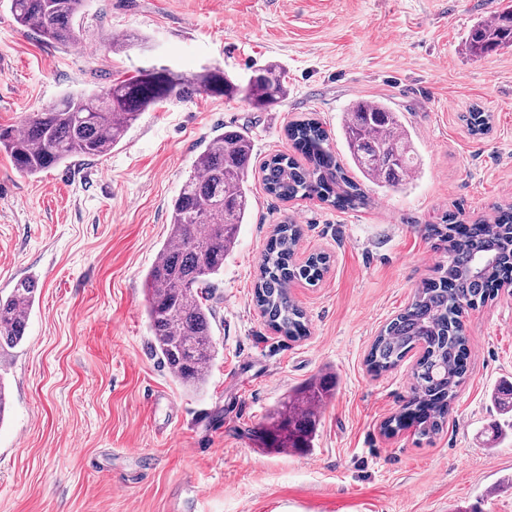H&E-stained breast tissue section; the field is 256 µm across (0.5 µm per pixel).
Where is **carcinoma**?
Segmentation results:
<instances>
[{
    "label": "carcinoma",
    "mask_w": 512,
    "mask_h": 512,
    "mask_svg": "<svg viewBox=\"0 0 512 512\" xmlns=\"http://www.w3.org/2000/svg\"><path fill=\"white\" fill-rule=\"evenodd\" d=\"M8 2L17 24L47 44L75 47L89 32L84 24L86 0ZM509 46L512 11L474 25L464 44L476 55ZM201 94L229 100L241 96L267 110L283 101L287 87L277 64L254 70L244 85L216 65L190 78L166 65H153L98 91L68 93L28 115L18 127L0 125V151L9 155L19 173L33 176L73 157L106 155L140 113ZM487 120L484 112L473 110L467 118L470 131L484 134ZM341 133L351 164L368 183L396 187L417 176L419 159L401 116L384 102H357L346 113ZM287 136L306 164L284 154L264 161L262 184L268 194L284 201L316 196L342 210L368 206L367 191L348 176L319 121H297L288 126ZM252 152L251 139L237 129H226L209 142L174 200L169 235L145 275L151 347L173 377L191 389L204 385L217 356L209 288L224 271V259L233 251L250 210ZM456 222L458 215L453 214L448 223L430 228L448 243V266L439 278L418 286L411 304L380 331L368 354L370 369L381 372L396 366L417 344H425L412 371L411 396L402 413L384 423L388 436L408 417L417 420L423 437L442 430L465 373L467 338L458 309L485 303L494 296L497 282L512 273V210L492 223L476 225L465 242L452 237ZM300 236L296 224L276 225L254 289L255 305L268 325L295 339L307 335V324L290 294L291 284L304 280L314 285L328 269L324 254L294 262ZM37 287L30 277L0 295L1 352L24 342ZM329 392L325 379L296 390L257 428L258 441L282 452L311 447L317 412Z\"/></svg>",
    "instance_id": "carcinoma-1"
}]
</instances>
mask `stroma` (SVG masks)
Here are the masks:
<instances>
[{"instance_id": "35a3bbf8", "label": "stroma", "mask_w": 512, "mask_h": 512, "mask_svg": "<svg viewBox=\"0 0 512 512\" xmlns=\"http://www.w3.org/2000/svg\"><path fill=\"white\" fill-rule=\"evenodd\" d=\"M512 0H89L84 47L24 31L0 0V125L63 94L102 88L164 64L217 65L239 81L270 63L288 95L268 111L197 95L143 112L102 157L34 176L0 152V295L38 280L23 345L0 353L8 413L0 424V512H512V413L491 395L512 382V293L465 318V377L442 431L382 426L411 394L410 352L379 373L366 358L421 282L448 264L426 227L461 213L493 219L512 205V47L471 55L479 20ZM134 42L115 53L113 36ZM382 100L403 117L420 174L371 188L369 207L267 194L261 166L293 154L289 124L318 119L340 158L344 113ZM492 117L476 136L464 117ZM253 145L251 212L214 283L218 356L205 386L185 389L151 349L144 277L166 240L171 202L215 133ZM302 229L295 259L330 258L291 294L308 322L272 330L254 287L275 225ZM331 378L313 443L278 453L257 442L288 393Z\"/></svg>"}]
</instances>
